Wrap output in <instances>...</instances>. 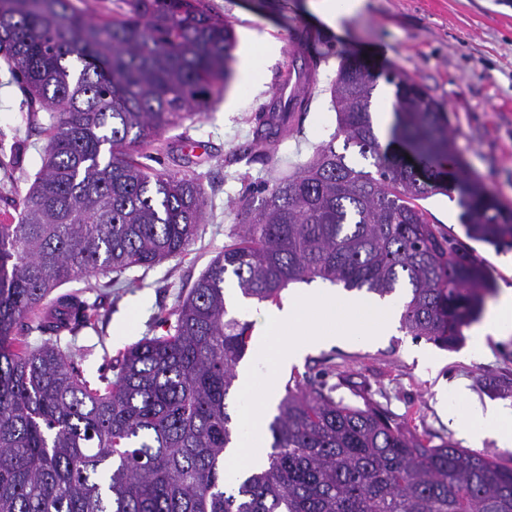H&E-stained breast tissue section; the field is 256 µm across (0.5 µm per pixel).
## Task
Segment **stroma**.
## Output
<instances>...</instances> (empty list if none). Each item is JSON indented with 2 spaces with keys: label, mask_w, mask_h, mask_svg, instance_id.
<instances>
[{
  "label": "stroma",
  "mask_w": 512,
  "mask_h": 512,
  "mask_svg": "<svg viewBox=\"0 0 512 512\" xmlns=\"http://www.w3.org/2000/svg\"><path fill=\"white\" fill-rule=\"evenodd\" d=\"M207 2L233 26L234 57L252 49L260 76L244 92L229 86L195 122L166 128L162 139L168 150L141 152L140 162L153 170L180 166L194 173L205 192L206 218L188 251L149 269L126 270L121 276L126 287L116 296L108 293V272L88 282L62 285V292L79 291L87 301L103 304L96 327L64 334L61 340L94 385L105 354H116L145 336L167 334L179 297L229 243L233 213L245 198L271 176L305 162L318 144L330 139L336 129L330 88L343 59L369 68L376 93L393 91L387 75L396 69L444 103L468 169L512 210V0H365L363 10L343 17L335 30L318 18L315 0ZM312 28L318 31L312 52L321 62V83L309 111L299 119L302 134L261 153L253 141L256 108L277 88L278 69L288 62L289 39ZM26 107L19 84L0 57V224L16 223L18 203L42 165L46 135L41 126L48 115L37 113L32 124H25L21 112ZM188 137L205 143V159L182 150L181 142ZM422 205L432 223L484 261L496 288L512 287V250L499 253L467 238L461 210L447 195H432ZM136 302L141 308L134 327L128 335H118L119 322ZM473 337V329H465L463 341L452 348L401 331L370 346L339 343L307 353L300 363L282 369L278 381L319 376L338 384V396L348 400L352 394L340 380L349 378L352 385L367 388L369 398L410 432L462 446L466 440L461 431L439 410L441 384L460 380L470 401L512 407V337L487 338L478 355L472 352ZM415 346L431 352L439 364L437 372L420 367L411 357Z\"/></svg>",
  "instance_id": "35a3bbf8"
}]
</instances>
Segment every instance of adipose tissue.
I'll use <instances>...</instances> for the list:
<instances>
[{
    "label": "adipose tissue",
    "instance_id": "1",
    "mask_svg": "<svg viewBox=\"0 0 512 512\" xmlns=\"http://www.w3.org/2000/svg\"><path fill=\"white\" fill-rule=\"evenodd\" d=\"M512 335V289L503 288L486 314L474 336L475 347H482L486 336ZM448 417L459 426L471 447H481L488 438L497 440L500 447H512V410L500 406L482 407L466 401L463 385L453 387Z\"/></svg>",
    "mask_w": 512,
    "mask_h": 512
}]
</instances>
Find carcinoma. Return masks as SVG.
Segmentation results:
<instances>
[{"label":"carcinoma","mask_w":512,"mask_h":512,"mask_svg":"<svg viewBox=\"0 0 512 512\" xmlns=\"http://www.w3.org/2000/svg\"><path fill=\"white\" fill-rule=\"evenodd\" d=\"M109 20L73 0H0V53L31 113H48L42 167L16 224H0V512H512V468L489 454L408 432L337 386L287 382L263 464L229 484L239 437L227 402L252 324L230 315L225 283L278 304L317 278L381 299L403 296L401 329L448 348L493 292L486 267L429 221L458 168L466 235L512 249V211L459 158L445 105L392 72L389 136L423 167L388 154L375 83L343 60L331 88L336 131L298 171L244 201L237 238L179 300L172 331L105 356L92 387L59 345L93 327L99 304L52 296L71 280L150 268L183 254L207 198L188 173L134 157L201 115L232 78L235 35L206 0H122ZM310 98L258 108L254 138L275 148ZM356 147L367 171L336 152Z\"/></svg>","instance_id":"1"}]
</instances>
